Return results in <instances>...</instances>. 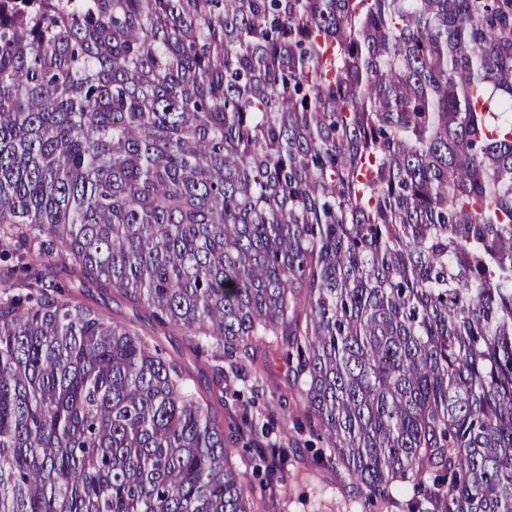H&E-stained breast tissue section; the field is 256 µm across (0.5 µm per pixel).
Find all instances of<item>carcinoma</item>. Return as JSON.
I'll return each mask as SVG.
<instances>
[{
    "mask_svg": "<svg viewBox=\"0 0 512 512\" xmlns=\"http://www.w3.org/2000/svg\"><path fill=\"white\" fill-rule=\"evenodd\" d=\"M510 111L512 0H0V512H257L283 347L354 498L512 512ZM69 288L72 295L85 302L94 303L101 310L124 319L147 320L149 312L143 307H136L122 298L115 290L106 292L98 288H78V284H72Z\"/></svg>",
    "mask_w": 512,
    "mask_h": 512,
    "instance_id": "1",
    "label": "carcinoma"
}]
</instances>
